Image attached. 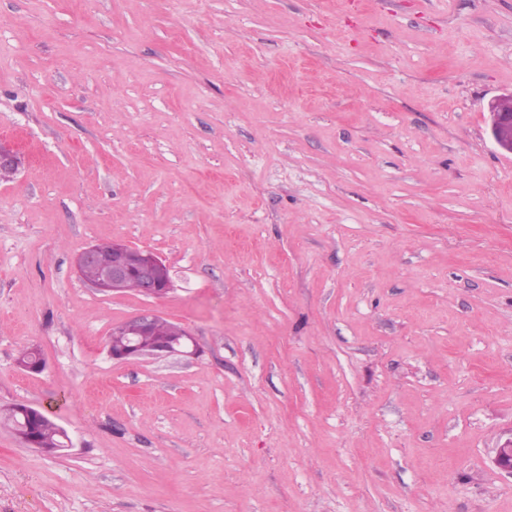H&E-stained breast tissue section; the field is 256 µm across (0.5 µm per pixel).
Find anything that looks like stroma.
I'll list each match as a JSON object with an SVG mask.
<instances>
[{"label": "stroma", "instance_id": "1", "mask_svg": "<svg viewBox=\"0 0 512 512\" xmlns=\"http://www.w3.org/2000/svg\"><path fill=\"white\" fill-rule=\"evenodd\" d=\"M510 91L512 0H0V410L70 440L0 425V512H512ZM491 134L496 145L512 155V91L502 94L488 105ZM96 266H88L81 271L85 281L96 278L98 267L106 265L112 258V265L106 269L99 280L90 283L100 292L120 294L127 291L131 275L138 276V291L148 297L160 298L165 296L172 287L168 266L153 253L133 248L125 244H117L112 253V243L97 244L85 250L78 258V266L84 267L95 259ZM161 319V316L153 313L139 314L114 329L121 336H113L111 333V343H114L116 347L124 344L127 340L126 336H143L144 341H147L152 337L156 325ZM181 332L180 325L162 319L157 327V334L163 335V337H154L148 342L129 338L127 346L122 347L119 351L112 349V359L126 360L141 356L179 355L187 358L197 356L198 348L194 337L186 329L179 336ZM3 419L14 434L36 439L42 448L35 441L22 438V443L26 446L50 451L53 448L63 447L65 443L63 430L42 412L38 413L31 407L15 405L7 409Z\"/></svg>", "mask_w": 512, "mask_h": 512}]
</instances>
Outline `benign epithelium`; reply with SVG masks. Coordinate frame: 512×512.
I'll return each instance as SVG.
<instances>
[{"instance_id":"benign-epithelium-1","label":"benign epithelium","mask_w":512,"mask_h":512,"mask_svg":"<svg viewBox=\"0 0 512 512\" xmlns=\"http://www.w3.org/2000/svg\"><path fill=\"white\" fill-rule=\"evenodd\" d=\"M491 120V134L496 145L512 155V91L502 94L488 105ZM20 163L18 153L10 146L0 143V177L14 173ZM137 274L138 291L148 297L165 296L172 287L168 266L153 253L117 244L112 253V265L106 269L92 287L100 292L120 294L127 291L132 274ZM161 316L153 313L139 314L115 328L128 337V344L112 352L115 360L134 357L183 356L193 358L198 354L194 337L187 331L179 336L155 337L148 342L133 340V337L153 334ZM493 463L501 470L512 473V439L497 448Z\"/></svg>"}]
</instances>
